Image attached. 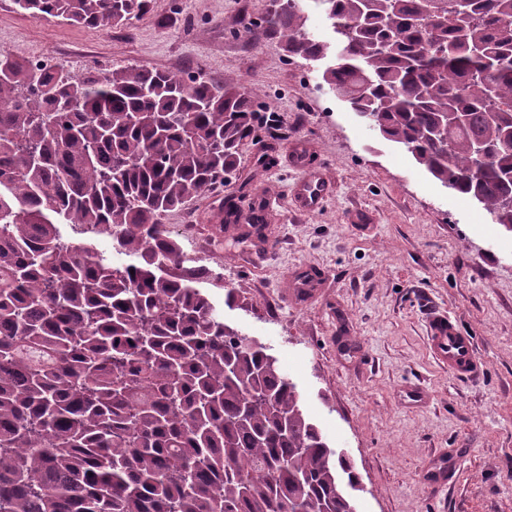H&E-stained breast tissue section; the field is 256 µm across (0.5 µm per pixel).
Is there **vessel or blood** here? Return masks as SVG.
<instances>
[{
    "label": "vessel or blood",
    "mask_w": 512,
    "mask_h": 512,
    "mask_svg": "<svg viewBox=\"0 0 512 512\" xmlns=\"http://www.w3.org/2000/svg\"><path fill=\"white\" fill-rule=\"evenodd\" d=\"M290 162L300 172L294 190L296 201L304 210L315 211L328 193L326 181L309 166L303 153L292 152ZM428 330L430 350L441 366L464 379L479 373L480 359L473 337L461 330L447 313H432Z\"/></svg>",
    "instance_id": "1"
}]
</instances>
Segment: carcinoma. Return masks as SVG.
Listing matches in <instances>:
<instances>
[{
  "instance_id": "cac0c4a2",
  "label": "carcinoma",
  "mask_w": 512,
  "mask_h": 512,
  "mask_svg": "<svg viewBox=\"0 0 512 512\" xmlns=\"http://www.w3.org/2000/svg\"><path fill=\"white\" fill-rule=\"evenodd\" d=\"M291 2L263 19L288 55L334 52L329 89L512 233V0H320L333 50ZM11 3L101 28L151 0ZM254 121L247 90L201 72L71 74L0 50V512H351L345 450L195 287L164 222L236 168Z\"/></svg>"
}]
</instances>
